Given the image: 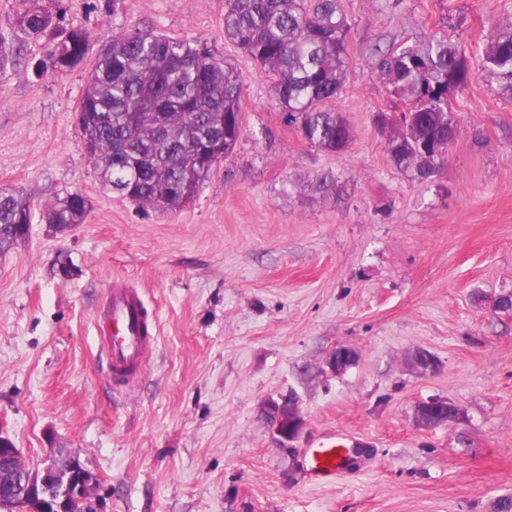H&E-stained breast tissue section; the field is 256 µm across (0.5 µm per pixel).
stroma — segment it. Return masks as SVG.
<instances>
[{
    "instance_id": "1",
    "label": "stroma",
    "mask_w": 512,
    "mask_h": 512,
    "mask_svg": "<svg viewBox=\"0 0 512 512\" xmlns=\"http://www.w3.org/2000/svg\"><path fill=\"white\" fill-rule=\"evenodd\" d=\"M343 4L341 156L288 125L272 76L225 39V0H62L89 34L83 63L0 78V190L33 204L25 242L0 252V433L27 464L78 457L102 512H496L512 496V311L490 310L512 291V96L478 61L512 0ZM138 26L203 39L242 77V139L171 213L105 190L76 124L104 31ZM435 33L465 49L470 75L449 95L460 134L422 183L389 162L390 96L362 50ZM324 171L349 199L296 188ZM75 192L86 222L46 224L44 207ZM115 282L141 289L159 327L123 389L93 329ZM342 345L358 357L335 374L325 361ZM418 349L434 372L410 368ZM291 393L304 427L281 448L263 407ZM431 397L458 419L419 427ZM326 431L354 444L333 484L302 456Z\"/></svg>"
}]
</instances>
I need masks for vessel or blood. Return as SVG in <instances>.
Instances as JSON below:
<instances>
[{
	"mask_svg": "<svg viewBox=\"0 0 512 512\" xmlns=\"http://www.w3.org/2000/svg\"><path fill=\"white\" fill-rule=\"evenodd\" d=\"M96 335L106 351L112 383L123 387L134 382L151 346L149 314L138 289L118 283L108 289ZM348 453L347 442L329 435L312 442L303 459L317 482L330 483L346 472Z\"/></svg>",
	"mask_w": 512,
	"mask_h": 512,
	"instance_id": "1",
	"label": "vessel or blood"
}]
</instances>
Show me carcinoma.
<instances>
[{
  "label": "carcinoma",
  "instance_id": "1",
  "mask_svg": "<svg viewBox=\"0 0 512 512\" xmlns=\"http://www.w3.org/2000/svg\"><path fill=\"white\" fill-rule=\"evenodd\" d=\"M351 23L342 0H226L224 36L274 76L288 124L312 146L342 155L351 128L331 107L349 80ZM31 41L45 53L33 63L42 76L79 66L89 40L79 26L60 25L57 12L30 0L11 32H0V76L15 67ZM373 66L390 95L406 109L388 132L391 165L424 181L432 178L460 134L448 91L468 78L466 50L433 35L420 43L370 48ZM481 72L512 93V28L496 31L480 54ZM82 138L103 186L142 206L176 211L195 199L214 166L198 147L224 139L232 154L242 134V80L235 65L200 39H175L147 27L105 33L79 106ZM322 198L349 196L348 184L322 173L298 184ZM87 201L77 193L47 206L43 219L59 231L86 222ZM32 204L17 189L0 191V249L28 238Z\"/></svg>",
  "mask_w": 512,
  "mask_h": 512
}]
</instances>
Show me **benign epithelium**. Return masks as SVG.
Segmentation results:
<instances>
[{"mask_svg": "<svg viewBox=\"0 0 512 512\" xmlns=\"http://www.w3.org/2000/svg\"><path fill=\"white\" fill-rule=\"evenodd\" d=\"M354 359L352 349L340 346L326 360V366L340 373L346 370L344 359ZM411 366L420 373L435 370V358L425 351L415 352ZM288 409L285 417L273 425L278 444L286 447L295 440L302 427L298 407L292 401H282ZM458 406L441 397H431L417 405L418 421L425 427L437 428L455 421ZM97 478L86 470L74 456H51L36 467L26 466L19 449L0 448V508L15 512H99L93 489Z\"/></svg>", "mask_w": 512, "mask_h": 512, "instance_id": "benign-epithelium-1", "label": "benign epithelium"}]
</instances>
